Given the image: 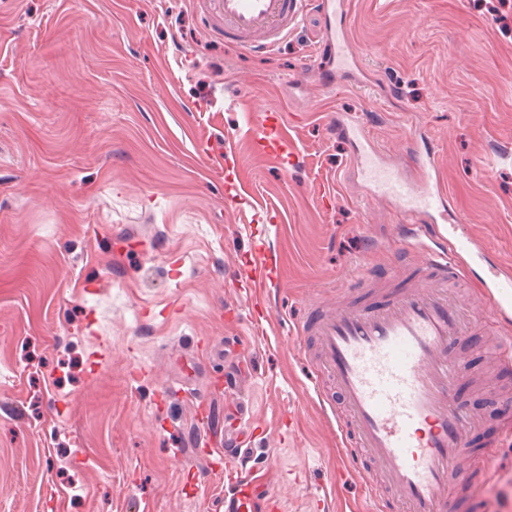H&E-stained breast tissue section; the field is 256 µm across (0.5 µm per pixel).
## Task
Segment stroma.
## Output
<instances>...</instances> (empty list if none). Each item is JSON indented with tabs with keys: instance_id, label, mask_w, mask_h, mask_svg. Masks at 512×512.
<instances>
[{
	"instance_id": "stroma-1",
	"label": "stroma",
	"mask_w": 512,
	"mask_h": 512,
	"mask_svg": "<svg viewBox=\"0 0 512 512\" xmlns=\"http://www.w3.org/2000/svg\"><path fill=\"white\" fill-rule=\"evenodd\" d=\"M363 85H329L324 18L277 48L224 41L213 0H0V512H221L202 449L262 427L285 512H369L374 463L335 481L343 438L289 334L304 304L394 283L391 203L369 198L349 143L364 122L414 173L425 133L464 230L484 249L449 293L453 401L487 447L512 369L482 332L489 263L512 267V0H348ZM279 109L287 164L254 152L256 107ZM279 218L224 203L213 153ZM274 283L249 312L254 245ZM180 398H166L169 388ZM461 512H512V449Z\"/></svg>"
}]
</instances>
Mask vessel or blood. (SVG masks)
<instances>
[{"label":"vessel or blood","instance_id":"vessel-or-blood-1","mask_svg":"<svg viewBox=\"0 0 512 512\" xmlns=\"http://www.w3.org/2000/svg\"><path fill=\"white\" fill-rule=\"evenodd\" d=\"M224 17V37L246 52H264L287 37L311 9L328 20L326 44L330 64L351 74L356 56L349 36L346 0H216ZM327 126L347 137L352 161L374 198L393 202L411 225L400 240L403 259L421 257L418 278L398 290L381 291L378 300L363 305L331 306L311 303L292 325L297 337L312 336L314 353L304 354L313 383L331 378L345 411L336 421L347 444L346 462L336 471L344 482L359 457L378 465L366 480L373 503L394 496L409 512H448L450 471L472 473L484 469L495 450L473 453L469 447L470 417L452 403L449 390L458 377L448 355V343L460 333L461 320L448 300L450 284L465 277L470 259L482 249L457 227L448 226L456 208L442 181L434 152L418 153L417 172L407 175L386 166L379 146L363 123L341 114L326 118ZM253 136L257 153L287 160L278 111L262 109L256 115ZM224 201L236 206L249 197V188L236 184L232 165L224 167ZM272 255L258 249L247 273L251 288L262 293L273 278ZM486 314L483 326L501 332L512 320V272L496 267L482 280ZM244 426L233 447L210 448V464L224 467L226 458L238 464L224 468V512H278L280 505L269 489L259 487L243 465L244 448L253 436Z\"/></svg>","mask_w":512,"mask_h":512}]
</instances>
